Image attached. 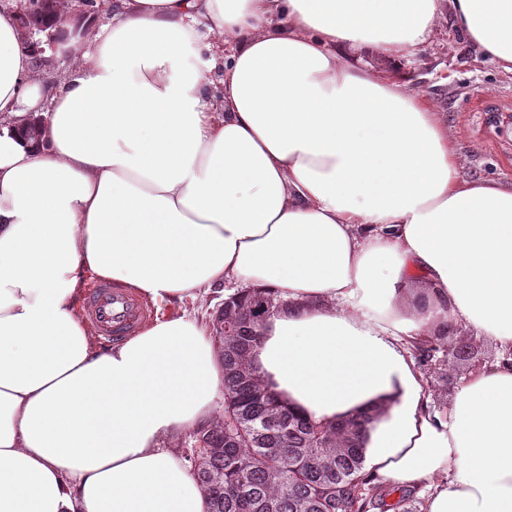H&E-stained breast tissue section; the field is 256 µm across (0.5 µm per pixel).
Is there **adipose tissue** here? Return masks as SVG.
<instances>
[{
    "label": "adipose tissue",
    "mask_w": 512,
    "mask_h": 512,
    "mask_svg": "<svg viewBox=\"0 0 512 512\" xmlns=\"http://www.w3.org/2000/svg\"><path fill=\"white\" fill-rule=\"evenodd\" d=\"M447 10L512 73V0H114L56 19L73 66L47 96L0 10V512H207L161 443L224 388L213 331L185 312L99 347L90 274L165 304L271 293L251 360L280 400L376 409L365 470L427 485L425 512H512V185L462 178L426 96L355 62ZM200 24L232 47L218 106ZM456 326L503 356L438 408L412 345Z\"/></svg>",
    "instance_id": "1"
}]
</instances>
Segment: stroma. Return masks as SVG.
Listing matches in <instances>:
<instances>
[{
  "instance_id": "35a3bbf8",
  "label": "stroma",
  "mask_w": 512,
  "mask_h": 512,
  "mask_svg": "<svg viewBox=\"0 0 512 512\" xmlns=\"http://www.w3.org/2000/svg\"><path fill=\"white\" fill-rule=\"evenodd\" d=\"M193 56L209 66L208 94L220 100L224 58L230 48L215 36L199 33ZM398 67L425 93L448 124L459 171L475 181L512 182V74L498 69L455 31L451 15H444L428 43L401 58ZM468 342L471 361L424 375L434 403L451 401L459 383L473 367L496 362L501 350L490 340L465 331L449 334L444 344Z\"/></svg>"
}]
</instances>
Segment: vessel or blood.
<instances>
[{"label":"vessel or blood","instance_id":"b4317fda","mask_svg":"<svg viewBox=\"0 0 512 512\" xmlns=\"http://www.w3.org/2000/svg\"><path fill=\"white\" fill-rule=\"evenodd\" d=\"M85 315L98 336L118 343L134 335L151 312L148 305L109 282L92 283L85 292Z\"/></svg>","mask_w":512,"mask_h":512}]
</instances>
